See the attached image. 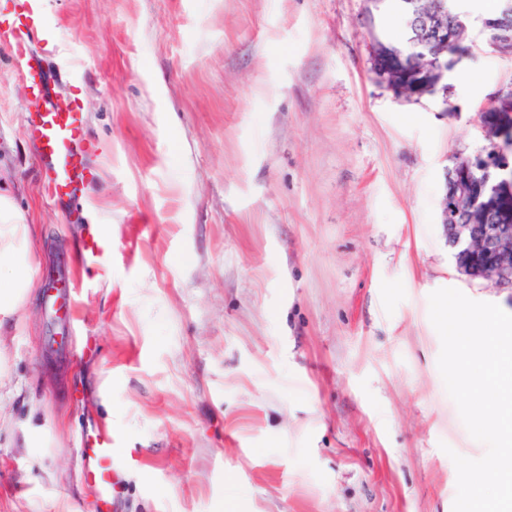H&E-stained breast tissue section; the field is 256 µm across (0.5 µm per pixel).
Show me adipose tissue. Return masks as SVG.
Here are the masks:
<instances>
[{
    "label": "adipose tissue",
    "instance_id": "adipose-tissue-1",
    "mask_svg": "<svg viewBox=\"0 0 512 512\" xmlns=\"http://www.w3.org/2000/svg\"><path fill=\"white\" fill-rule=\"evenodd\" d=\"M29 248L28 224L11 198L0 193V267L10 271L0 282V326L12 323L34 289Z\"/></svg>",
    "mask_w": 512,
    "mask_h": 512
}]
</instances>
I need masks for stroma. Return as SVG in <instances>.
<instances>
[{
	"label": "stroma",
	"instance_id": "1",
	"mask_svg": "<svg viewBox=\"0 0 512 512\" xmlns=\"http://www.w3.org/2000/svg\"><path fill=\"white\" fill-rule=\"evenodd\" d=\"M52 85L101 149L47 203L27 89L0 43V190L32 224L35 288L0 328V512H452L469 434L438 369L429 296L461 273L441 224L456 156L512 53L473 37L447 105L371 72L363 0H41ZM112 234L107 275L79 243ZM79 281L57 349L47 276ZM121 438L102 508L79 432Z\"/></svg>",
	"mask_w": 512,
	"mask_h": 512
}]
</instances>
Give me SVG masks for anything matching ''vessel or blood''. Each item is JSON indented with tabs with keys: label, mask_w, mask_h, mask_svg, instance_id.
I'll list each match as a JSON object with an SVG mask.
<instances>
[{
	"label": "vessel or blood",
	"mask_w": 512,
	"mask_h": 512,
	"mask_svg": "<svg viewBox=\"0 0 512 512\" xmlns=\"http://www.w3.org/2000/svg\"><path fill=\"white\" fill-rule=\"evenodd\" d=\"M0 39L14 47L15 69L27 85L21 126L24 135L36 146L44 193L56 204L72 200L95 175L88 161L93 145L87 137L80 98L57 93L50 85L41 58L28 49L32 41L49 44L55 39L54 30L44 21L41 0H15L10 21L6 27H0ZM81 250L85 263L106 264L112 256L107 229L83 240ZM116 441L108 430L83 435L80 441L86 475L96 484L104 503L111 496L112 478L118 466Z\"/></svg>",
	"instance_id": "vessel-or-blood-1"
}]
</instances>
